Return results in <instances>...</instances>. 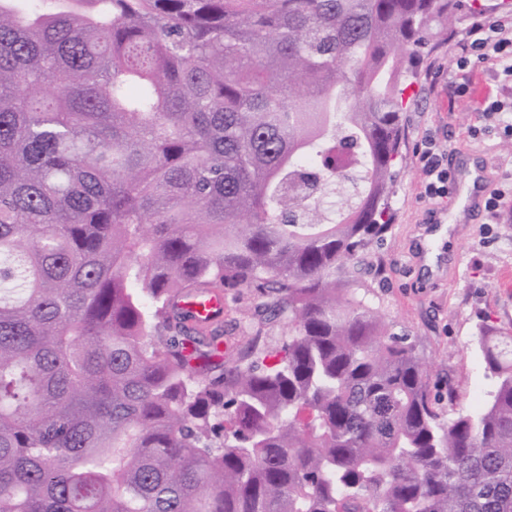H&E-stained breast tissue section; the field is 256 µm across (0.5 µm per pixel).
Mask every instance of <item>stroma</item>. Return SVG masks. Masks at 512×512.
Returning a JSON list of instances; mask_svg holds the SVG:
<instances>
[{"label": "stroma", "instance_id": "35a3bbf8", "mask_svg": "<svg viewBox=\"0 0 512 512\" xmlns=\"http://www.w3.org/2000/svg\"><path fill=\"white\" fill-rule=\"evenodd\" d=\"M512 18L511 8L492 9L456 24L447 39L435 41L417 65L414 96L402 114V160L391 199L389 231L374 241L366 259L374 272L367 281L386 322L406 327L429 363V386L440 396L456 387L455 403L440 408L468 413L485 404L494 380L475 343L477 326L491 320L512 331V137L489 122L493 100L512 104V81L494 66L460 69L455 65L472 28ZM432 138L448 158V170L462 179L463 166L484 158L489 192L500 193L499 213L472 215L451 198L425 197L420 157ZM444 209L456 229L448 241V263L427 279L417 249L430 212ZM254 296L243 288L224 291V336L245 343L255 325Z\"/></svg>", "mask_w": 512, "mask_h": 512}]
</instances>
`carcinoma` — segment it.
Wrapping results in <instances>:
<instances>
[{
  "label": "carcinoma",
  "mask_w": 512,
  "mask_h": 512,
  "mask_svg": "<svg viewBox=\"0 0 512 512\" xmlns=\"http://www.w3.org/2000/svg\"><path fill=\"white\" fill-rule=\"evenodd\" d=\"M485 10L0 0V512H512V336L447 419L359 264L416 63ZM211 288L260 299L231 358Z\"/></svg>",
  "instance_id": "cac0c4a2"
}]
</instances>
